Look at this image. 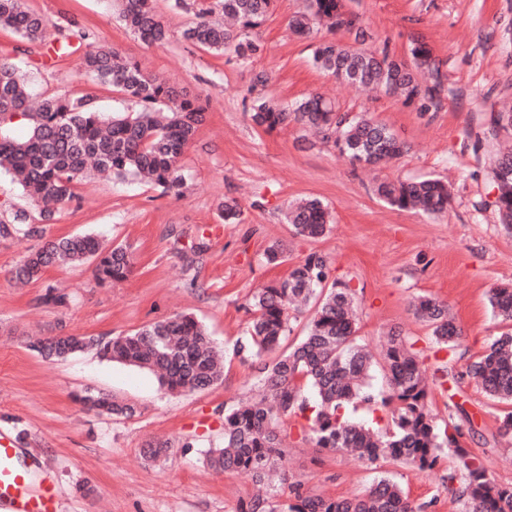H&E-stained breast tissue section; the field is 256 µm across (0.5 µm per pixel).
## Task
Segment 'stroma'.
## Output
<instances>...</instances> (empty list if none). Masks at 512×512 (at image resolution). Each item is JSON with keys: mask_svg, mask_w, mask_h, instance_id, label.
Instances as JSON below:
<instances>
[{"mask_svg": "<svg viewBox=\"0 0 512 512\" xmlns=\"http://www.w3.org/2000/svg\"><path fill=\"white\" fill-rule=\"evenodd\" d=\"M47 22L44 40L28 42L0 29V58L26 70L39 97H87L105 114L126 110L124 96L85 76L80 47L112 45L150 74L191 98L208 103L207 118L179 160L181 196L152 184L96 178L78 188L79 198L50 224L12 177L0 172V222L25 212L38 232L0 238V434L10 436L56 487L58 512H236L255 491L250 475L224 473L206 462L221 446L225 409L257 391L260 359L237 353L247 337L248 307L255 288L287 277L292 264L318 252L330 279L355 292L358 335L380 351L389 331L411 342L431 374L429 404L437 423L461 404L475 429L468 447L484 454L490 481L512 486V436H499L508 407L490 401L464 370L505 329L488 303L491 288L512 286V233L493 209L482 208L492 187L486 154L472 144L490 115L512 105V0H346L376 37L375 48L408 57L413 40L427 43L446 80L439 109L421 112L380 93L338 81L312 64L325 39L353 46L346 31L316 29L299 36L289 18L306 0H277L259 30L262 52L251 62L216 56L185 42L181 33L195 19L174 0H157L171 38L143 43L113 11L112 0H25ZM76 51L58 53L61 43ZM265 72V96L289 104L309 93L333 99L341 111L367 113L407 142L409 151L388 164L365 168L339 156L332 141L314 138L292 124L267 132L248 112L253 73ZM436 175L451 185L447 214L430 217L391 208L374 193L377 182ZM315 197L331 224L317 239L293 235L290 205ZM236 201L238 223L222 218L224 202ZM92 233L107 244L129 247L131 276L98 285L91 264L50 269L43 281L16 287L11 271L47 239ZM288 250V260L269 264L267 251ZM65 293L64 306L39 298L45 284ZM431 295L448 305L462 328L459 347L443 351L413 300ZM177 313L192 314L225 359L224 377L209 390L170 394L147 370L101 360L87 350L47 359L29 347L49 336H126ZM453 366L451 375L437 369ZM91 388L133 405L130 418L83 410L76 393ZM168 452L150 458V444ZM448 458L430 472L403 464H369L347 452L316 447L297 423L283 443L282 466L291 482L324 497L364 492L380 475L397 482L425 512H462L442 479Z\"/></svg>", "mask_w": 512, "mask_h": 512, "instance_id": "obj_1", "label": "stroma"}]
</instances>
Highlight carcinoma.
I'll use <instances>...</instances> for the list:
<instances>
[{"label":"carcinoma","mask_w":512,"mask_h":512,"mask_svg":"<svg viewBox=\"0 0 512 512\" xmlns=\"http://www.w3.org/2000/svg\"><path fill=\"white\" fill-rule=\"evenodd\" d=\"M119 17L144 43L163 44L170 33L161 20L156 0H114ZM196 21L183 38L208 52L232 51L247 61L262 52L252 37L273 14L275 0H193ZM355 33L362 44L372 34L357 23L344 0H307L306 10L289 20V28L306 35L314 25ZM0 28L36 42L45 37L43 18L30 11L24 0H0ZM314 64L351 86L373 87L405 104L419 103L427 112L443 83V73L429 46L415 41L409 60L382 51L344 48L323 41L315 50ZM83 72L99 85L121 92L133 109L106 115L84 98H44L31 104L29 80L9 61H0V128L21 115L30 123L23 139L0 136V171L10 174L29 199L42 206L49 221L54 213L77 197V186L90 175L118 180H140L165 193L180 194L184 182L178 161L205 119L206 107L196 99L144 72L140 65L106 45L91 46L81 57ZM256 125L274 130L300 124L334 140L341 156L353 164L376 165L408 151L385 124L365 115L349 116L319 94L289 106L257 95L249 108ZM512 130V109L491 114L489 125L477 137L475 150L491 158L489 175L494 191L490 205L499 223L512 231V150L501 147L500 134ZM379 197L399 210H419L429 215L448 211V186L433 177L412 181H384ZM26 216L14 223L0 222V237L28 235ZM287 222L296 236L318 238L329 224V212L318 199L291 207ZM93 262L101 283H119L133 270V258L122 244L104 245L91 234L50 239L29 254L12 272L15 280L39 282L47 269L65 264ZM325 257L311 253L288 276L253 295V317L247 350L270 360L261 368L257 398L224 413L223 446L209 450L215 470L249 473L258 485L268 487L266 497L240 503L237 512H422L392 479L381 476L362 495L325 498L302 492L294 485V502L283 507L269 487L283 458L281 445L288 419H302L316 446L345 451L368 463L381 460L411 465L420 471L435 469L441 454L451 452L454 465L444 476L449 495L462 501L465 512H512V487H497L487 478L484 458L466 446L474 432L465 410L455 406L440 427L427 402V380L415 353L400 336H392L381 370L385 387L369 382L376 361L358 337L354 292L343 281L327 283ZM313 309L306 332L283 348L289 327V310L298 304ZM489 304L494 315L512 322V286L493 288ZM415 314L431 328L441 349L458 346L461 329L448 317L445 302L422 296L413 304ZM92 347L103 360L147 369L171 393L201 392L223 376L214 341L205 327L189 314L150 323L127 336H58L40 341L35 349L47 356L65 358ZM465 374L475 380L490 400L512 403V331L495 337ZM79 401L89 410L132 416L134 410L106 395L87 391ZM360 405L387 412L383 428H370L351 420Z\"/></svg>","instance_id":"obj_1"}]
</instances>
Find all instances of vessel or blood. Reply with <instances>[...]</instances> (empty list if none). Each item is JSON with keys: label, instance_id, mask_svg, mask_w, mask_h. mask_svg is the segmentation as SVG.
<instances>
[{"label": "vessel or blood", "instance_id": "b4317fda", "mask_svg": "<svg viewBox=\"0 0 512 512\" xmlns=\"http://www.w3.org/2000/svg\"><path fill=\"white\" fill-rule=\"evenodd\" d=\"M0 512H57L56 488L34 481L11 439L0 435Z\"/></svg>", "mask_w": 512, "mask_h": 512}]
</instances>
